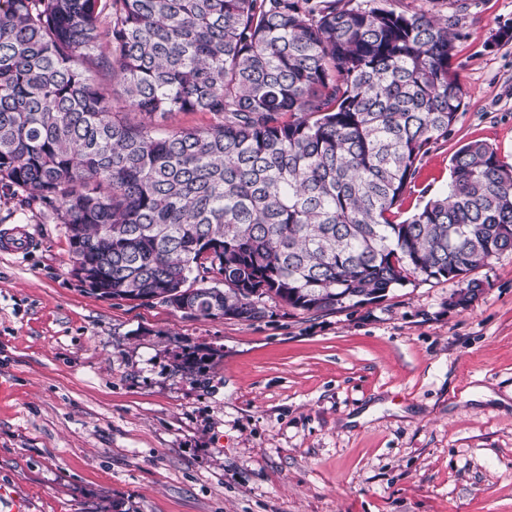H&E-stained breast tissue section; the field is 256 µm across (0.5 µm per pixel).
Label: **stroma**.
<instances>
[{
	"instance_id": "1",
	"label": "stroma",
	"mask_w": 512,
	"mask_h": 512,
	"mask_svg": "<svg viewBox=\"0 0 512 512\" xmlns=\"http://www.w3.org/2000/svg\"><path fill=\"white\" fill-rule=\"evenodd\" d=\"M452 17L463 106L403 214L480 140L512 161V0H394ZM0 487L26 512H512V253L456 280L256 321L99 297L54 212L0 189ZM200 362L182 365L186 352ZM488 390V401L475 393Z\"/></svg>"
}]
</instances>
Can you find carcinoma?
<instances>
[{
	"label": "carcinoma",
	"instance_id": "cac0c4a2",
	"mask_svg": "<svg viewBox=\"0 0 512 512\" xmlns=\"http://www.w3.org/2000/svg\"><path fill=\"white\" fill-rule=\"evenodd\" d=\"M454 26L379 0H0V186L56 212L103 298L254 321L420 276L466 307L512 252V162L471 141L399 212L462 105Z\"/></svg>",
	"mask_w": 512,
	"mask_h": 512
}]
</instances>
